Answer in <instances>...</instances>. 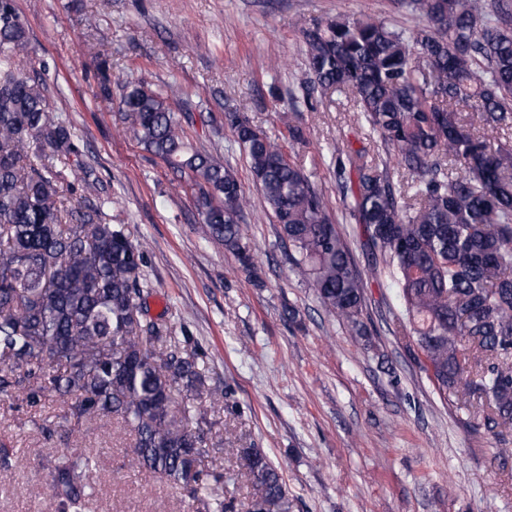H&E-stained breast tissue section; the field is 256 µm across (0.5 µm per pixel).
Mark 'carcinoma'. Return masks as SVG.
Segmentation results:
<instances>
[{
	"instance_id": "1",
	"label": "carcinoma",
	"mask_w": 512,
	"mask_h": 512,
	"mask_svg": "<svg viewBox=\"0 0 512 512\" xmlns=\"http://www.w3.org/2000/svg\"><path fill=\"white\" fill-rule=\"evenodd\" d=\"M427 25L410 32L373 15L304 22L310 81L354 100L384 154L336 152L350 165V215L362 225L370 276L396 289L398 326L438 393L468 398V427L512 430V0H398ZM15 0H0V399L34 411L57 396L64 423L116 417L136 436L132 463L165 476L196 503L224 512L201 457L214 422L193 402L206 387L200 352L151 317L143 250L108 222V198L74 204L90 188L78 172L73 128L54 113L37 76ZM170 83L122 86L120 109L137 144L190 178L204 238L256 275L240 220L249 205L237 176L194 147L171 107ZM241 155L288 243V257L324 310L368 338L364 280L321 194L284 146L228 111ZM411 174L393 181L390 158ZM183 409L176 413V396ZM243 455L259 501L289 512L279 470L258 448ZM22 449L0 444V468ZM94 457L54 469L53 512H88Z\"/></svg>"
}]
</instances>
